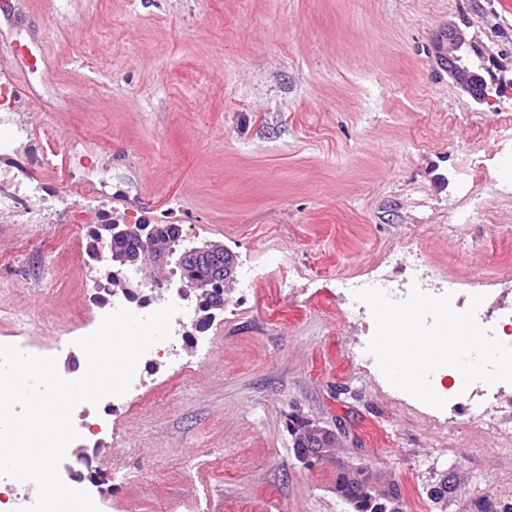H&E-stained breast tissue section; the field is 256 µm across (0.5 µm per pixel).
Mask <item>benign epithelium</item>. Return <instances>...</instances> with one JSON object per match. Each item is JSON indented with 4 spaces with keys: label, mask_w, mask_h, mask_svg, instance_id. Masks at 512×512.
I'll return each mask as SVG.
<instances>
[{
    "label": "benign epithelium",
    "mask_w": 512,
    "mask_h": 512,
    "mask_svg": "<svg viewBox=\"0 0 512 512\" xmlns=\"http://www.w3.org/2000/svg\"><path fill=\"white\" fill-rule=\"evenodd\" d=\"M432 51L454 83L479 104L489 100L490 94L506 83L504 77L496 74L499 69L497 59L480 48L456 25L448 26L446 31L435 38ZM107 231L141 241L151 240L148 253L140 249L111 252V261L117 263V267L107 271L106 280L109 285L120 288L127 295L131 294L128 273L142 270L147 255L155 262L164 264L176 254V264L183 268H190L202 261L209 264L210 277L200 279L187 275L180 279L175 291L181 301L210 297L214 295V288L220 285L228 288L236 281L237 256L220 242L203 241L178 254L174 235H159L156 228L148 224L115 218Z\"/></svg>",
    "instance_id": "obj_1"
}]
</instances>
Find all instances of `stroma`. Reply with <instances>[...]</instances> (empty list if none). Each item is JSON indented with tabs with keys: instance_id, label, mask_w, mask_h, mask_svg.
I'll use <instances>...</instances> for the list:
<instances>
[{
	"instance_id": "obj_1",
	"label": "stroma",
	"mask_w": 512,
	"mask_h": 512,
	"mask_svg": "<svg viewBox=\"0 0 512 512\" xmlns=\"http://www.w3.org/2000/svg\"><path fill=\"white\" fill-rule=\"evenodd\" d=\"M451 24L512 78V0H0V72L31 61L0 107V189L41 184L0 222V338L57 345L98 320L110 240L90 231L116 214L257 268L203 330L208 349L181 346L185 369L138 364L93 458L109 512H351L340 460L397 484L403 512L512 501V433L361 367L374 320L341 296L366 272L409 287L421 256L464 299L483 283L486 311L512 304L496 281L512 268V153L465 169L512 128V89L479 104L453 83L430 50ZM62 148L66 170L44 167ZM292 414L337 433V461L296 460Z\"/></svg>"
}]
</instances>
